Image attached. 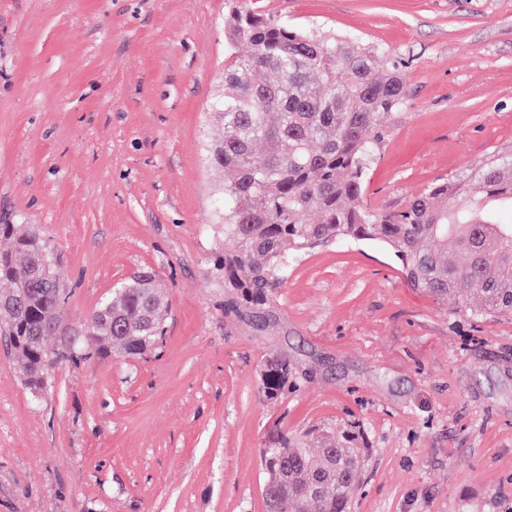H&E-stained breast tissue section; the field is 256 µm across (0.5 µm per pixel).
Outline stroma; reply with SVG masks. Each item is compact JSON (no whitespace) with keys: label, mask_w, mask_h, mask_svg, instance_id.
I'll return each instance as SVG.
<instances>
[{"label":"stroma","mask_w":512,"mask_h":512,"mask_svg":"<svg viewBox=\"0 0 512 512\" xmlns=\"http://www.w3.org/2000/svg\"><path fill=\"white\" fill-rule=\"evenodd\" d=\"M233 6L402 58L373 208L512 155V0H0V224L56 254L66 328L141 271L170 306L150 351L63 361L36 397L0 343V512H266L271 429L353 423V512H512V319L451 311L376 243L299 258L264 327L227 311L204 149ZM272 355L297 383L275 400ZM288 360L282 357H272L267 360L262 374L264 392L270 399H278L283 391L292 384Z\"/></svg>","instance_id":"obj_1"}]
</instances>
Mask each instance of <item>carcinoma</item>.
Segmentation results:
<instances>
[{
    "mask_svg": "<svg viewBox=\"0 0 512 512\" xmlns=\"http://www.w3.org/2000/svg\"><path fill=\"white\" fill-rule=\"evenodd\" d=\"M229 46L224 81L211 115L224 137L207 145L219 174L214 223L224 226V253L213 274L230 292L228 309L260 313L283 287L288 269L323 246L377 243L400 262L410 287L429 292L470 317H512V157L486 158L437 180L397 213L364 201L384 139L385 120L406 102L399 62L357 33L297 26L273 14L237 7L224 16ZM315 211L317 224L305 222ZM0 336L37 394L64 359L107 347L136 358L165 334L169 306L154 277L142 272L112 290L85 328L55 343L66 295L55 258L31 224H0ZM454 252L458 261L450 262ZM292 382L288 360H267L262 384L277 399ZM365 449L351 428L310 437L280 433L261 449L274 482L277 512H351Z\"/></svg>",
    "mask_w": 512,
    "mask_h": 512,
    "instance_id": "1",
    "label": "carcinoma"
}]
</instances>
